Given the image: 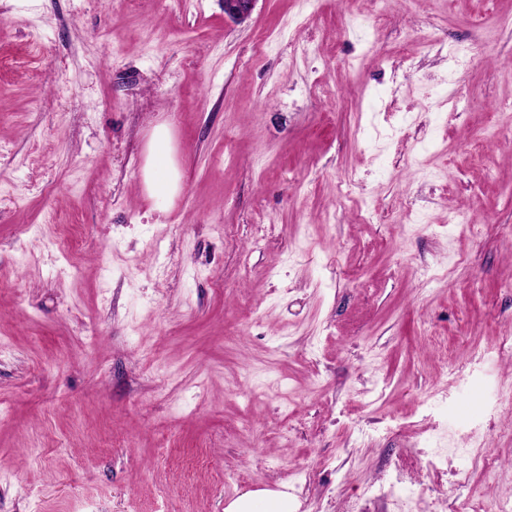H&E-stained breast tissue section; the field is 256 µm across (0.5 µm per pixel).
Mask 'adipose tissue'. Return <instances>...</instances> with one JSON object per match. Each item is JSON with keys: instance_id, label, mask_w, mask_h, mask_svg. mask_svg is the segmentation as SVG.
I'll list each match as a JSON object with an SVG mask.
<instances>
[{"instance_id": "obj_1", "label": "adipose tissue", "mask_w": 512, "mask_h": 512, "mask_svg": "<svg viewBox=\"0 0 512 512\" xmlns=\"http://www.w3.org/2000/svg\"><path fill=\"white\" fill-rule=\"evenodd\" d=\"M143 174L146 191L156 202H169L179 192L180 177L168 128H155L148 143ZM297 508L295 498L288 492L256 490L231 500L225 512H297Z\"/></svg>"}]
</instances>
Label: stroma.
Segmentation results:
<instances>
[{
  "instance_id": "obj_1",
  "label": "stroma",
  "mask_w": 512,
  "mask_h": 512,
  "mask_svg": "<svg viewBox=\"0 0 512 512\" xmlns=\"http://www.w3.org/2000/svg\"><path fill=\"white\" fill-rule=\"evenodd\" d=\"M1 283L0 512H494L512 0H0ZM148 195L157 203L171 201L180 191V177L173 158L172 136L165 126L156 127L148 143L143 169ZM295 498L285 491L256 490L231 500L225 512H296Z\"/></svg>"
}]
</instances>
